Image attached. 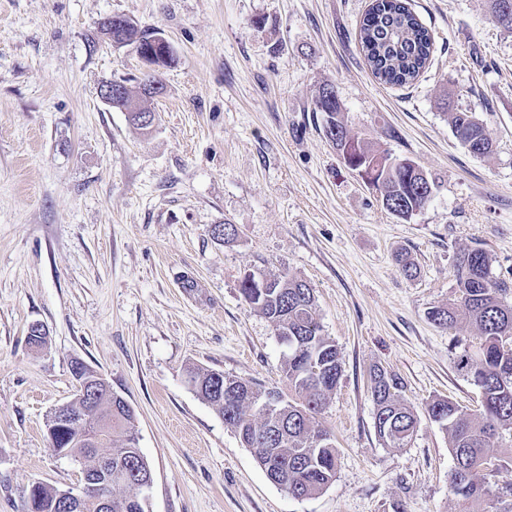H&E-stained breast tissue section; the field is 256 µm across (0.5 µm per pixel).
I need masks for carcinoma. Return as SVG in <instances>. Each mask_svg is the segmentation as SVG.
Returning <instances> with one entry per match:
<instances>
[{
  "label": "carcinoma",
  "mask_w": 512,
  "mask_h": 512,
  "mask_svg": "<svg viewBox=\"0 0 512 512\" xmlns=\"http://www.w3.org/2000/svg\"><path fill=\"white\" fill-rule=\"evenodd\" d=\"M493 21L512 33V0H490ZM112 34L121 36L137 49L151 51L165 66L174 61L167 45L155 41V33L138 29L129 20L112 23ZM361 51L372 74L382 84L404 86L413 83L430 62L433 37L411 9L407 0H373L359 30ZM120 91L112 93V107L145 112L138 100L154 95L141 93L145 81L136 86L130 79H112ZM313 111L325 114L326 136H334V146L344 164L362 172L368 185L386 201V209L396 217H408L431 200L428 189L436 179L413 161L379 152L350 135L342 119V107L334 87L326 84L315 99ZM450 123L461 144L475 156L491 152L492 143L471 112L450 113ZM456 299L429 311L430 320L448 328L461 316L474 323L480 333L479 360L467 352L455 356L454 366L474 385L481 396L477 410L462 407L446 398H436L426 406L430 421L449 438L454 468L449 486L458 512H512L499 507L493 478L505 467H486V448L494 439L512 444V303L508 288L493 281L486 253L475 248L460 254L455 265ZM262 278L270 280L258 287ZM240 291L255 310L264 315L284 346L283 371L295 398H280L275 405L264 402L266 390L243 378L215 379L217 371L187 370L188 384L204 401L218 407L228 426L249 448L266 472L295 498L309 497L326 487L336 474V449L319 422L328 399L336 391L342 375V361L336 343L322 334L316 315L313 289L303 280L283 273L268 275L262 270L241 281ZM402 382L396 375L376 367L370 373V392L375 405V430L386 448H404L416 430L417 413L401 397ZM101 413L112 412V438L89 448L84 427L64 433L61 441L74 459L97 463L112 460V487L124 495L112 498L111 512H144L140 485L151 468L138 448L134 415L130 405L120 400L110 409L102 392L97 396ZM59 489L39 484L27 512H60L56 506Z\"/></svg>",
  "instance_id": "obj_1"
}]
</instances>
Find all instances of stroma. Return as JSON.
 Masks as SVG:
<instances>
[{"mask_svg":"<svg viewBox=\"0 0 512 512\" xmlns=\"http://www.w3.org/2000/svg\"><path fill=\"white\" fill-rule=\"evenodd\" d=\"M409 2L434 50L415 84L390 87L359 48L371 0H0V512H24L37 482L80 489L81 464L54 455L46 430L77 358L134 410L153 474L145 512H455L448 436L425 406L478 409L453 357L479 331L428 313L454 299L467 250L512 288V33L488 0ZM112 15L175 51L146 130L99 96L145 70L101 33ZM326 83L350 134L436 177L410 219L327 139L314 109ZM459 110L491 153L459 142ZM224 222L238 229L227 243L211 234ZM256 269L313 288L343 362L321 415L336 476L308 498L272 483L186 379L195 365L290 395L274 329L240 293ZM35 323L49 331L39 348ZM377 366L418 413L408 447L376 434ZM449 118L456 137L471 154L485 156L491 152V140L473 113L457 111L450 113Z\"/></svg>","mask_w":512,"mask_h":512,"instance_id":"stroma-1","label":"stroma"}]
</instances>
